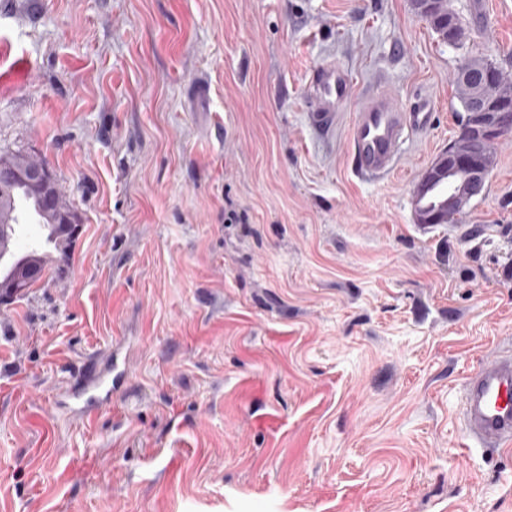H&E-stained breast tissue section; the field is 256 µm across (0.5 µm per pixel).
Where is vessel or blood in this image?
Masks as SVG:
<instances>
[{
    "label": "vessel or blood",
    "instance_id": "b4317fda",
    "mask_svg": "<svg viewBox=\"0 0 512 512\" xmlns=\"http://www.w3.org/2000/svg\"><path fill=\"white\" fill-rule=\"evenodd\" d=\"M352 91L353 77L346 67L333 60L319 64L309 77L307 109L312 126L331 130ZM431 117L430 100L404 103L384 78H376L349 127L356 172L365 177L389 174L403 134L426 130ZM80 380L78 390L58 393L54 407L86 420L111 405L127 377L118 369L116 354L107 349L89 360ZM459 416L469 439L481 447L512 445V355L482 363L470 374Z\"/></svg>",
    "mask_w": 512,
    "mask_h": 512
}]
</instances>
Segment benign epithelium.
<instances>
[{"instance_id": "benign-epithelium-1", "label": "benign epithelium", "mask_w": 512, "mask_h": 512, "mask_svg": "<svg viewBox=\"0 0 512 512\" xmlns=\"http://www.w3.org/2000/svg\"><path fill=\"white\" fill-rule=\"evenodd\" d=\"M463 80L480 89L472 99L462 123L459 138L428 167L421 176L416 197H421L425 186L443 176L454 180V189L448 193L438 210H418L423 224H436L452 217L464 203L483 191L492 168V153L500 137L512 131V78L490 67L477 74L460 69ZM25 186L42 200L46 209L54 213L53 223L62 225V241L76 240L82 230L78 214L62 204L58 183L44 166L19 164L8 156H0V198L12 196L15 189ZM45 274L40 268L29 265L23 276L9 282L0 281V303H8L34 284Z\"/></svg>"}]
</instances>
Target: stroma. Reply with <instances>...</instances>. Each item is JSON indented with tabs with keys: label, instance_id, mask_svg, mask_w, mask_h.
Wrapping results in <instances>:
<instances>
[{
	"label": "stroma",
	"instance_id": "stroma-1",
	"mask_svg": "<svg viewBox=\"0 0 512 512\" xmlns=\"http://www.w3.org/2000/svg\"><path fill=\"white\" fill-rule=\"evenodd\" d=\"M0 0V154L48 168L83 230L0 305V512H512V448L458 418L512 352V132L447 224L415 187L460 133L464 54L512 75V0ZM354 77L335 132L308 74ZM431 126L358 177L377 76ZM125 391L59 415L110 345ZM450 2V0H435L432 10L433 20L427 19L444 42L445 39L448 41V36L453 30L454 20L457 17L460 18L459 14L451 7Z\"/></svg>",
	"mask_w": 512,
	"mask_h": 512
}]
</instances>
